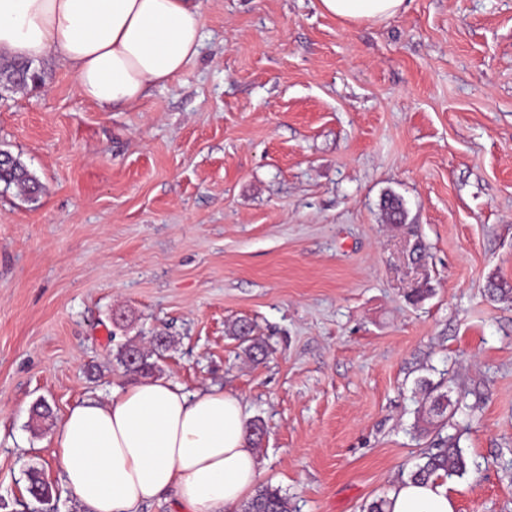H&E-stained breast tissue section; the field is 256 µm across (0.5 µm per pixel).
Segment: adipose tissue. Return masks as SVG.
Here are the masks:
<instances>
[{
	"instance_id": "adipose-tissue-1",
	"label": "adipose tissue",
	"mask_w": 512,
	"mask_h": 512,
	"mask_svg": "<svg viewBox=\"0 0 512 512\" xmlns=\"http://www.w3.org/2000/svg\"><path fill=\"white\" fill-rule=\"evenodd\" d=\"M350 23H381L406 0H318ZM202 0H0V57L55 58L83 98L103 108L140 101L198 56ZM241 398L214 385L187 395L168 379L70 408L49 436L51 464L89 512H140L174 494L182 512H234L259 476ZM388 512H454L446 483L403 480Z\"/></svg>"
}]
</instances>
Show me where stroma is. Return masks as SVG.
I'll use <instances>...</instances> for the list:
<instances>
[{"instance_id": "35a3bbf8", "label": "stroma", "mask_w": 512, "mask_h": 512, "mask_svg": "<svg viewBox=\"0 0 512 512\" xmlns=\"http://www.w3.org/2000/svg\"><path fill=\"white\" fill-rule=\"evenodd\" d=\"M203 33L125 109L57 60L0 93V149L42 185L32 203L0 184V512L31 466L75 512L48 437L130 385L119 346L162 327L155 378L243 397L260 480L297 512L389 495L438 438L425 381L467 462L455 512H512V0H407L377 24L203 0ZM242 320L262 363L229 334ZM231 333L241 344H247L246 351L254 363H260L268 356V345L261 336L255 334V326L253 324L246 322L236 323Z\"/></svg>"}]
</instances>
